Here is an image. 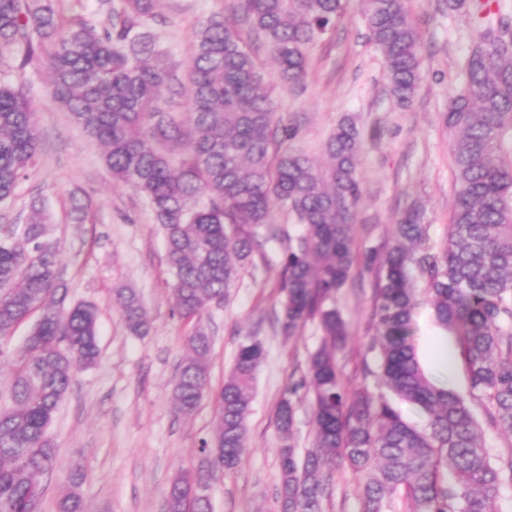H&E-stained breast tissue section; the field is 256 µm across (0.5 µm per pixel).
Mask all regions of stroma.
Masks as SVG:
<instances>
[{
    "label": "stroma",
    "instance_id": "stroma-1",
    "mask_svg": "<svg viewBox=\"0 0 512 512\" xmlns=\"http://www.w3.org/2000/svg\"><path fill=\"white\" fill-rule=\"evenodd\" d=\"M237 0H161L152 30L180 71L190 67L194 26L215 12L233 15ZM421 31L422 73L408 106H399L387 88L385 63L367 37L357 0L344 16L308 49L309 76L301 89L282 85L264 44L248 40L258 71L273 90L280 117L297 134L289 148L325 164L324 146L344 119L361 135L357 171L363 196L353 236L358 250H384L394 224L416 209L433 248L448 240L455 192L452 135L443 121L448 99L465 78L466 60L480 41L483 26L512 29V0H489L485 22L472 10L452 9L448 0H407ZM0 77L23 85L40 131V157L15 198L0 204V225L23 223L28 203L44 199L49 238L60 252V272L69 303L99 306L101 359L78 370L48 428L60 465L43 474L42 512H55L70 468H81L80 492L87 512H165L167 490L178 472L201 466L198 447L215 419L213 397H205L191 417L179 415L173 390L187 355L192 324L171 314L166 250L154 216L133 189L113 180L99 147L71 124L53 99L47 66L18 69L13 59L0 64ZM88 206L76 223L72 197ZM293 216L275 207L271 232L260 240L252 261L243 266L223 303L211 305L200 323L212 339L210 377L220 389L239 343L258 334L266 356L256 378L247 416L246 451L233 471L213 470L211 512H281V473L276 424L280 401L291 398L295 423L291 445L305 455L313 440L312 409L300 382L309 354L323 333L307 323L298 335L285 336L276 321L277 282L289 237L298 234ZM138 294L149 318L146 335L131 334L113 304L116 289ZM369 280L352 275L337 306L351 334L336 353L345 379L358 381L363 368L379 366L378 352L366 347L372 311ZM414 342L422 366L438 385L469 399L470 384L453 334L433 321L429 306L414 315ZM446 349L450 362L437 351ZM362 478L346 467L333 472L324 512H359Z\"/></svg>",
    "mask_w": 512,
    "mask_h": 512
}]
</instances>
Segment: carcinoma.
Segmentation results:
<instances>
[{
	"label": "carcinoma",
	"mask_w": 512,
	"mask_h": 512,
	"mask_svg": "<svg viewBox=\"0 0 512 512\" xmlns=\"http://www.w3.org/2000/svg\"><path fill=\"white\" fill-rule=\"evenodd\" d=\"M160 0H103L106 21L65 18L54 0H0V60L20 67L46 58L52 95L70 121L102 148L113 179L134 188L160 226L172 274V315L200 319L224 301L248 262L273 206L288 209L300 227L289 239L279 280V321L295 335L316 321L326 336L307 365L313 444L299 459L289 443L292 401L277 411L282 512H323L326 473L345 465L365 477L360 512H385L401 495L408 512H492L501 484L512 482V455L498 464L481 444L470 406L436 385L413 342L414 313L430 306L435 324L456 336L475 399H485L488 422L512 438V36L486 30L469 56L462 88L448 100L446 123L457 185L448 242L433 253L426 226L413 214L395 225L381 255L363 254L372 276L373 330L369 349L378 371L365 370L382 392L349 388L336 365L346 324L336 299L358 262L353 223L362 189L357 176L360 133L347 120L330 136L325 170L286 142L295 130L281 122L270 88L243 45L237 21L218 12L192 32L188 80L164 59L150 27ZM369 41L386 63L390 94L402 106L419 85L421 37L405 0H360ZM345 0H239L250 33L270 49L280 82L301 85L307 48L333 28ZM187 107L188 113L180 112ZM40 137L22 86L0 79V202L15 196L36 167ZM44 204L33 199L21 233L0 229V360L13 364L8 401L0 403V512H36L37 477L58 463L48 427L75 371L94 365L98 308H65L68 288L58 277V252L47 240ZM425 283L414 287L413 274ZM113 302L127 328L144 335L147 313L131 289ZM36 317L23 345L16 328ZM190 354L174 388L175 409L192 416L210 390L211 337L195 325ZM263 342L247 336L217 393L213 437L199 452L211 468L238 467L246 449V416ZM408 402L428 416L405 419ZM453 483H448L447 475ZM76 468L56 512H84ZM179 473L166 512H210L209 495Z\"/></svg>",
	"instance_id": "1"
}]
</instances>
